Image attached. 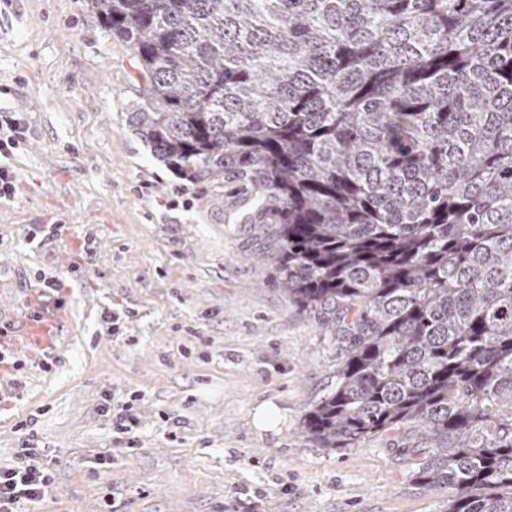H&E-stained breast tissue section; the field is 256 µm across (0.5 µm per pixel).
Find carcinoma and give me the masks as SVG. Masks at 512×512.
<instances>
[{
    "mask_svg": "<svg viewBox=\"0 0 512 512\" xmlns=\"http://www.w3.org/2000/svg\"><path fill=\"white\" fill-rule=\"evenodd\" d=\"M129 125L231 172L288 299L344 345L316 448L418 450L442 512H512V0H86Z\"/></svg>",
    "mask_w": 512,
    "mask_h": 512,
    "instance_id": "1",
    "label": "carcinoma"
}]
</instances>
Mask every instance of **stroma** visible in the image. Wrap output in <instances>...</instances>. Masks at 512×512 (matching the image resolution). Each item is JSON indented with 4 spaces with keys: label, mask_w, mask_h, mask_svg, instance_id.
I'll return each mask as SVG.
<instances>
[{
    "label": "stroma",
    "mask_w": 512,
    "mask_h": 512,
    "mask_svg": "<svg viewBox=\"0 0 512 512\" xmlns=\"http://www.w3.org/2000/svg\"><path fill=\"white\" fill-rule=\"evenodd\" d=\"M131 57L81 0H0V112L29 126L0 202V313L26 314L53 276L67 322L60 345L14 341L0 363V469L30 443L55 485L22 512H102L110 496L118 512H242L255 494L266 512H440L449 491L418 489L414 457L300 435L344 346L259 257L238 182L179 179L130 128ZM37 224L57 231L33 240ZM131 392L137 442L118 453L111 398Z\"/></svg>",
    "instance_id": "stroma-1"
}]
</instances>
